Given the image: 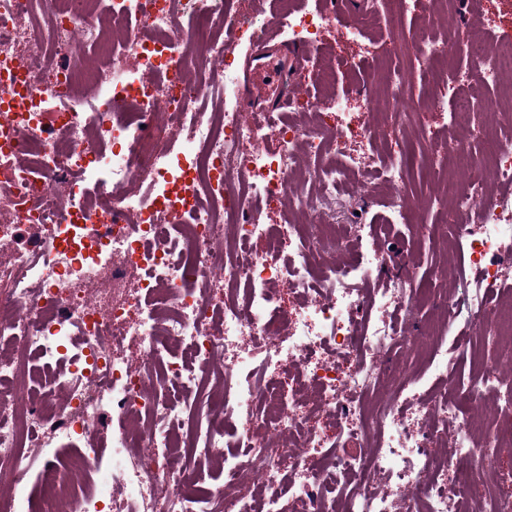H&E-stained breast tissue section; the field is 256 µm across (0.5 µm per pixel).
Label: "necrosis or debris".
<instances>
[{
  "mask_svg": "<svg viewBox=\"0 0 512 512\" xmlns=\"http://www.w3.org/2000/svg\"><path fill=\"white\" fill-rule=\"evenodd\" d=\"M421 23L403 57L431 64L467 60L490 81L512 73V42L484 36L458 47L436 35V20L458 0H417ZM328 22L293 0L255 18L252 0H0V485L17 512L27 474L38 468L45 512H71L81 475L99 465L85 449L63 462L35 463L31 449L56 434L90 431L104 409L132 422L116 442L125 493L111 512H392L383 490L408 491L405 512H472L476 478L495 472L488 443L512 437V414L477 410L502 385L484 365L464 403L447 395L406 408L402 374L391 398L370 399L380 377L374 353L415 349L392 320H374L356 283L381 272L382 255L355 250L325 205L355 185L370 186L388 221H406L408 158L390 152L370 171L336 143L390 137L423 101L390 70L383 119L342 122L334 73L296 72L292 111L303 125L270 112H237V72L212 29L258 41L275 24L312 49ZM124 38L113 42V31ZM93 87L76 93L77 82ZM434 109L479 115L494 135L482 152L463 140L422 136L431 156L456 163L454 221L439 236L462 245L451 274L452 355L481 364L472 345L483 333L498 360L512 359V305L499 290L512 268V104L436 95ZM183 154L157 163L163 145ZM288 206L303 224H264L261 210ZM350 253L341 268L317 272L314 240ZM263 241L253 251V241ZM290 279L302 309L289 318L277 285ZM66 403L38 390L60 363ZM220 399L201 418L178 406L190 387ZM237 418L226 430V415ZM448 436L444 453L431 440ZM373 441L354 456L348 441ZM233 456H225V449ZM224 459L222 481L186 491L201 461Z\"/></svg>",
  "mask_w": 512,
  "mask_h": 512,
  "instance_id": "obj_1",
  "label": "necrosis or debris"
}]
</instances>
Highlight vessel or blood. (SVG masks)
<instances>
[{"label": "vessel or blood", "mask_w": 512, "mask_h": 512, "mask_svg": "<svg viewBox=\"0 0 512 512\" xmlns=\"http://www.w3.org/2000/svg\"><path fill=\"white\" fill-rule=\"evenodd\" d=\"M308 56L299 45H283L280 51H269L266 44L254 45L251 64L241 85L243 94L273 99L286 105L295 88L288 79L291 69L306 66Z\"/></svg>", "instance_id": "vessel-or-blood-1"}]
</instances>
